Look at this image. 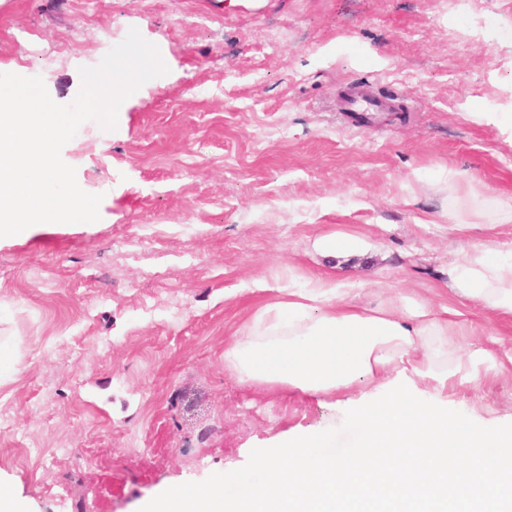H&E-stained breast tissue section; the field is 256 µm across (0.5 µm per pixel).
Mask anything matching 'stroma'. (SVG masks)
Returning a JSON list of instances; mask_svg holds the SVG:
<instances>
[{
	"label": "stroma",
	"mask_w": 512,
	"mask_h": 512,
	"mask_svg": "<svg viewBox=\"0 0 512 512\" xmlns=\"http://www.w3.org/2000/svg\"><path fill=\"white\" fill-rule=\"evenodd\" d=\"M133 27L167 73L115 130L85 122L61 152L99 220L0 237V483L25 512H143L250 472L284 432L334 434L346 453L340 409L224 367L270 285L331 274L373 306L382 278L448 306L451 261L512 247L495 216L512 199V40L455 35L448 0H0V73L71 104L80 67ZM352 82L397 119L338 112ZM464 202L486 222L449 228ZM334 233L360 248L316 253ZM465 317L462 346L512 355L511 319ZM448 408L512 427V362L449 389Z\"/></svg>",
	"instance_id": "35a3bbf8"
}]
</instances>
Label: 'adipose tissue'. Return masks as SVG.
Instances as JSON below:
<instances>
[{
    "label": "adipose tissue",
    "mask_w": 512,
    "mask_h": 512,
    "mask_svg": "<svg viewBox=\"0 0 512 512\" xmlns=\"http://www.w3.org/2000/svg\"><path fill=\"white\" fill-rule=\"evenodd\" d=\"M376 307L354 285L318 278L275 285L224 348L238 382L340 403L358 432L349 453L323 458V433L281 435L255 475L162 492L148 512H512V432L477 429L448 409V385L498 369L481 346L461 351V329L412 290L383 282ZM460 302L512 316V251L471 247L448 268ZM359 400H352V393Z\"/></svg>",
    "instance_id": "ef3b65f1"
}]
</instances>
